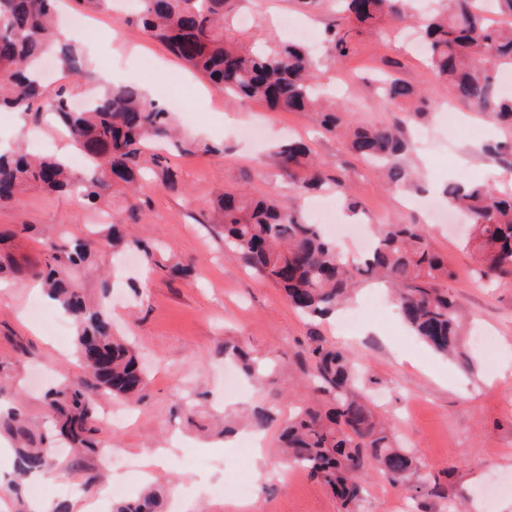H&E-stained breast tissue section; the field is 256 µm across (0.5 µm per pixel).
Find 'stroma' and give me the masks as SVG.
<instances>
[{
	"mask_svg": "<svg viewBox=\"0 0 512 512\" xmlns=\"http://www.w3.org/2000/svg\"><path fill=\"white\" fill-rule=\"evenodd\" d=\"M80 12L93 35L82 50L91 77H59L50 68L44 72L48 88L66 87L77 102L100 93L105 73L113 82L151 91L174 79L186 87L185 109L195 115L194 122L184 124L185 133L224 145L220 156L173 155L180 188L175 193L156 189L150 221L137 228L142 238L162 250L167 262L192 264L190 280L169 279L143 265L134 252L116 256L105 247L98 258L101 265L117 263L122 268L109 295L112 320L118 328L131 329L133 344L149 368L143 402L133 407L128 424L101 428L102 445L140 461L154 449L175 443L197 460L186 468L176 454L165 460L152 480L139 472L125 476L123 495L150 487L162 495L165 512H232L230 503L237 497L232 477L242 463L239 444L252 431L242 428L227 439L220 434L223 423L255 405L267 406L284 420L305 397L288 354L303 340L306 320L278 288L225 259L224 244L214 228L199 221L202 205L224 191L239 189L254 196H275L288 208L309 214V204L297 199L287 178L265 160L272 146L294 137L306 140L327 173L341 179L347 192L362 202L367 225L390 220L423 225L448 261L453 273L448 286L463 305L471 330L493 341L497 359L488 363L483 351L472 350L474 369L464 371L412 336L389 299L358 331L342 332L333 321L323 325V334L369 368L379 413L426 468L447 471L448 492L463 501L466 512H512V385L498 379L504 364H512V282L496 286L481 278L462 234L449 232L447 217L431 221L415 203L420 195L437 196L439 186L451 180L481 181L512 192V174L482 151L484 144L503 139L504 130L455 101L450 86L428 69L423 55L410 50L412 28L398 24L385 34L363 31L345 62L322 69L324 83L350 87L338 96L344 119L371 126L400 117V109L380 91V81L388 75L419 88L429 104L452 102L458 116L452 125L431 117L426 126L432 141L426 146L415 141L417 124H406L408 156L418 179L411 187L395 190L370 164L353 156L341 139L323 134L313 114L269 112L259 103L216 91L165 45L148 38L124 8L85 13L77 0H61V19ZM255 14L252 26L237 20L231 25L247 43L272 46L288 39L290 30L278 24L283 15L310 27L321 41L326 26L336 18V0H324L316 8L303 0H261ZM94 219L77 195L31 188L15 204L0 209V232L10 235L12 251L21 255L37 250L38 233L81 238ZM25 224L35 227V234H23ZM36 305L45 314L56 312L33 291L31 282L0 289V402L22 407L31 426L39 428L47 419L45 390L62 377L77 374L78 367L74 324L65 325L59 335H46L32 314ZM228 341L245 342L257 355L277 360L271 379L243 381L241 398L224 394L231 367L224 357ZM262 437L267 470L254 479L249 512H341L329 491L309 477L289 484L276 481L274 475L281 470L275 455L277 433L271 428ZM53 473L45 484V502L57 500L56 486L67 484L74 512L93 502L98 503V512H112L103 485L84 489V471L57 466ZM363 480L368 495L361 512H402L407 493L391 488L374 470ZM216 482L223 483V496H207V488Z\"/></svg>",
	"mask_w": 512,
	"mask_h": 512,
	"instance_id": "35a3bbf8",
	"label": "stroma"
}]
</instances>
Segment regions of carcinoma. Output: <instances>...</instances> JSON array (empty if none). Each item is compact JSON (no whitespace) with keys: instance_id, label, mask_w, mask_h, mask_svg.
<instances>
[{"instance_id":"cac0c4a2","label":"carcinoma","mask_w":512,"mask_h":512,"mask_svg":"<svg viewBox=\"0 0 512 512\" xmlns=\"http://www.w3.org/2000/svg\"><path fill=\"white\" fill-rule=\"evenodd\" d=\"M54 0H0V110H23L31 122L52 114L70 139L89 156L91 167L78 173L54 156L22 148L0 153V207L13 204L28 187L48 192L78 191L84 207L112 204L121 194L120 216L108 224L112 248L135 249L145 260L171 275L189 268L167 266L159 250L124 227L147 223L151 193L179 189L178 176L160 145L191 154L221 153L222 145L177 138V120L168 108L132 85H113L80 111L71 109L65 92H47L38 78L39 62L53 55L61 68L83 76L78 46L59 39ZM241 0H139L136 22L150 38L163 43L185 66L199 72L219 90L267 106L273 112H310L321 128L347 141L351 152L384 171L389 183L404 187L412 177L402 159L408 150L397 126L343 123L336 103L315 83L319 61L311 48L282 43L247 50L228 33L226 21ZM343 21L326 29L329 57L346 60L353 43L346 25L376 26L404 22L412 15L410 0H342ZM512 17V0H447L446 7L424 24L423 42L430 70L448 83L458 100L490 121L512 129V96L496 91L501 68L512 66V23L494 26L490 15ZM385 96L413 121L429 116L428 103L412 85L390 78ZM484 151L512 170V142L487 145ZM271 164L288 177L300 195L320 190L323 163L306 145L288 141L274 148ZM450 208L470 221L467 243L478 254L488 278L512 280V195L481 182L450 181L442 188ZM204 210L213 213L225 254L279 288L288 302L311 319L299 369L310 390L309 403L279 427L283 459L300 466L329 490L343 512H359L364 496L362 476L375 468L394 488L412 497H448L439 475L425 469L402 447L391 428L366 397L375 379L365 377L356 357L337 348L317 330L321 320L348 302L357 286L372 282L394 294L403 321L413 335L435 353L455 360L465 370L472 358L465 348L467 317L446 288L451 272L419 224H379L375 244L360 266L353 267L323 231L268 196L226 192ZM36 257L0 252V274L39 280L47 294L70 314L77 329L81 374L49 391L50 425L34 433L21 408L0 409V433L9 437L17 457L16 477L48 468L49 449L59 440L71 442L75 455L66 467L82 466L84 456L101 455L95 440L97 409L93 395L105 391L117 399L138 402L144 372L130 343L112 333L108 310L85 296L77 272L93 265L97 241L67 240L46 235ZM224 355L237 360L242 372L260 378L270 359L224 342ZM256 431L266 430L272 414L256 407L248 415ZM113 512H160L158 497L146 493L118 503Z\"/></svg>"}]
</instances>
